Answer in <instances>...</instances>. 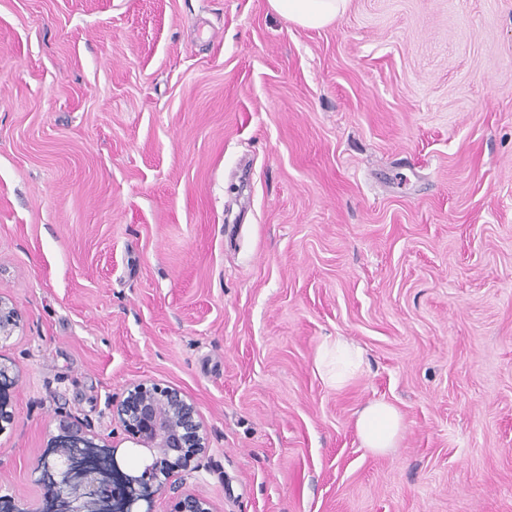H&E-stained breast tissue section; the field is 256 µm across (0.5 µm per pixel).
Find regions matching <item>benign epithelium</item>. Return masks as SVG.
<instances>
[{
    "instance_id": "obj_1",
    "label": "benign epithelium",
    "mask_w": 512,
    "mask_h": 512,
    "mask_svg": "<svg viewBox=\"0 0 512 512\" xmlns=\"http://www.w3.org/2000/svg\"><path fill=\"white\" fill-rule=\"evenodd\" d=\"M18 314L0 296V342L13 336ZM13 367L0 361V428L13 419L8 390L14 387ZM132 443L149 452L138 466L124 468L117 449L91 435L76 422L64 420L42 455L41 481L47 487L44 506L36 512H154L155 496L174 472L190 470L207 449V439L193 403L176 389L141 382L118 405L108 404ZM174 512H214L212 503L183 491Z\"/></svg>"
}]
</instances>
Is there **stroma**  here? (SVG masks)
Listing matches in <instances>:
<instances>
[{
  "instance_id": "stroma-1",
  "label": "stroma",
  "mask_w": 512,
  "mask_h": 512,
  "mask_svg": "<svg viewBox=\"0 0 512 512\" xmlns=\"http://www.w3.org/2000/svg\"><path fill=\"white\" fill-rule=\"evenodd\" d=\"M0 295L31 512L63 418L138 464L139 382L194 404L216 512H512V0H0ZM273 10L307 28H320L336 21L349 0H269ZM18 327V314L13 305L0 296V343L13 336ZM363 350L339 336L333 342H323L318 348L316 366L323 369L329 382L341 388L360 374L364 366ZM355 426L364 448L383 453L395 447L404 423L402 415L393 405L373 401L358 412Z\"/></svg>"
}]
</instances>
